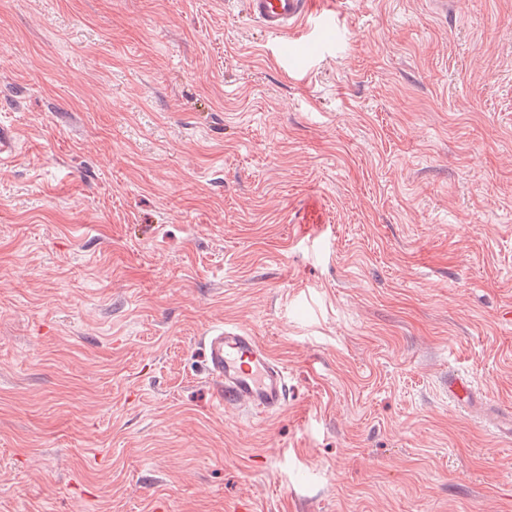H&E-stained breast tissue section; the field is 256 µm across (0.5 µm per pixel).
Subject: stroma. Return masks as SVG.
<instances>
[{
    "mask_svg": "<svg viewBox=\"0 0 512 512\" xmlns=\"http://www.w3.org/2000/svg\"><path fill=\"white\" fill-rule=\"evenodd\" d=\"M447 2L0 0V512H512V0ZM245 13L264 31L282 35L302 26L316 12V0H242ZM205 369L220 405L273 414L288 400L285 368L251 332L224 324L202 336Z\"/></svg>",
    "mask_w": 512,
    "mask_h": 512,
    "instance_id": "35a3bbf8",
    "label": "stroma"
}]
</instances>
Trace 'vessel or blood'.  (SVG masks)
I'll use <instances>...</instances> for the list:
<instances>
[{
  "label": "vessel or blood",
  "instance_id": "b4317fda",
  "mask_svg": "<svg viewBox=\"0 0 512 512\" xmlns=\"http://www.w3.org/2000/svg\"><path fill=\"white\" fill-rule=\"evenodd\" d=\"M245 13L264 31L281 35L303 25L316 12V0H242ZM205 369L219 404L280 411L288 400L284 367L251 332L225 324L202 338Z\"/></svg>",
  "mask_w": 512,
  "mask_h": 512
}]
</instances>
